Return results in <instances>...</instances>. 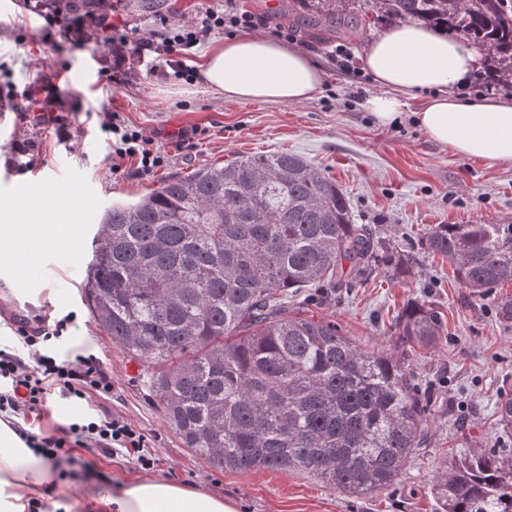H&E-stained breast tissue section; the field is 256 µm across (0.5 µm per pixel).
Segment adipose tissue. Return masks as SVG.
I'll use <instances>...</instances> for the list:
<instances>
[{
  "label": "adipose tissue",
  "mask_w": 512,
  "mask_h": 512,
  "mask_svg": "<svg viewBox=\"0 0 512 512\" xmlns=\"http://www.w3.org/2000/svg\"><path fill=\"white\" fill-rule=\"evenodd\" d=\"M376 90L363 107L382 126L412 110L432 141L457 155L512 166V98H462L460 87L481 68L472 42L441 27L403 21L378 33L360 55ZM198 78L203 92L239 103L297 104L311 100L324 81L303 50L254 34L207 45ZM59 468L28 448L0 420V512H29L38 490L58 483ZM94 512H237L234 502L159 479L116 477Z\"/></svg>",
  "instance_id": "obj_1"
}]
</instances>
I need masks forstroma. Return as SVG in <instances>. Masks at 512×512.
<instances>
[{
  "label": "stroma",
  "instance_id": "obj_1",
  "mask_svg": "<svg viewBox=\"0 0 512 512\" xmlns=\"http://www.w3.org/2000/svg\"><path fill=\"white\" fill-rule=\"evenodd\" d=\"M209 0H79L83 12L114 9L115 20L149 33L151 16L169 15L178 24ZM282 0H236L238 9L265 17L269 27L287 25L294 44L323 68L326 79L314 99L302 104L227 103L195 92L193 85L146 73L131 47L90 40L61 42L39 29L25 0H0V85L39 91L43 79L59 87L55 107L67 126L66 138L37 121L14 120L0 129V210L12 192L34 173L54 179L57 197L45 210L58 224L85 228L76 245L88 252L89 230L115 203L139 200L159 182L185 176L215 161L240 155L292 152L332 178L345 192L356 223L369 225L409 257L394 276L375 271L341 288L307 291L296 302L307 311L336 320L362 349H381L404 358L415 392L429 400L428 439L401 471L395 486L368 498H352L298 471L255 469L217 471L189 449L168 426L147 388L146 364L131 359L93 321L85 293V267L54 254L51 270L35 259L14 261L15 277L0 278V296L17 288L40 295L36 315L46 323L69 318L64 338L45 346L44 354L62 362L76 354H94L112 380L110 394L83 401L51 392L39 424L46 433L102 411L111 412L145 434L151 469L116 451L104 454L78 448L74 454L94 463L84 475L67 457L59 462L72 488L64 502L69 512H90L92 500L111 490L119 473L148 475L208 494L232 499L238 512H435L434 485L448 467V454L462 444L512 448V434L500 432L495 405L512 390V322L503 321L497 300L512 296V284L473 295L458 281L454 267L422 249L421 239L438 224L512 222V167L452 153L430 140L411 115L378 126L359 97L374 90L371 77L355 84L336 69L327 40L295 21H284ZM124 57L121 82L108 87L89 83L83 73L112 70ZM151 136L169 156L167 166L141 179L131 171L111 173L99 124L106 113ZM30 145L28 156L13 152ZM431 306L443 333L431 346L400 344L397 314L409 303Z\"/></svg>",
  "mask_w": 512,
  "mask_h": 512
}]
</instances>
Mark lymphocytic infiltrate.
<instances>
[{"label":"lymphocytic infiltrate","instance_id":"f902f5d3","mask_svg":"<svg viewBox=\"0 0 512 512\" xmlns=\"http://www.w3.org/2000/svg\"><path fill=\"white\" fill-rule=\"evenodd\" d=\"M37 11L46 30L57 34L61 41L70 43L80 35L108 43H129L138 60L146 61L150 73L171 74L188 82L195 77L191 64L195 50L209 36L249 31L261 24L251 13L208 6L190 22L178 27L171 24L167 15H158L153 20L154 40L143 41L131 38L128 31L115 26L111 13H78L74 0H44ZM100 130L112 154L137 160L136 173L140 177H151L169 161L150 138L126 124L119 113H112ZM56 389L63 395L83 400L92 392L109 393L112 382L90 354L77 356L68 363L41 355L34 367L29 368L14 355L0 352V412H35ZM24 438L29 447L39 449L43 456L52 460L71 454L77 447L95 448L107 454L122 448L135 455L142 466L151 464L143 453L145 435L122 418L105 412L94 420L70 424L57 435L39 436L28 432Z\"/></svg>","mask_w":512,"mask_h":512}]
</instances>
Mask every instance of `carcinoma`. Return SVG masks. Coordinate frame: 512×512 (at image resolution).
<instances>
[{
    "instance_id": "1",
    "label": "carcinoma",
    "mask_w": 512,
    "mask_h": 512,
    "mask_svg": "<svg viewBox=\"0 0 512 512\" xmlns=\"http://www.w3.org/2000/svg\"><path fill=\"white\" fill-rule=\"evenodd\" d=\"M366 2L287 0L283 15L332 36L347 13L442 26L481 47L492 81L512 85V0ZM421 246L475 294L512 283V222L437 224ZM372 269L390 275L397 263L333 180L294 153L242 155L106 209L86 297L98 327L147 365L150 396L183 446L212 468L301 471L366 498L396 483L424 437L411 368L288 299ZM394 329L417 345L442 331L419 302ZM496 414L511 432V395ZM434 491L437 512H512V448L463 446Z\"/></svg>"
}]
</instances>
